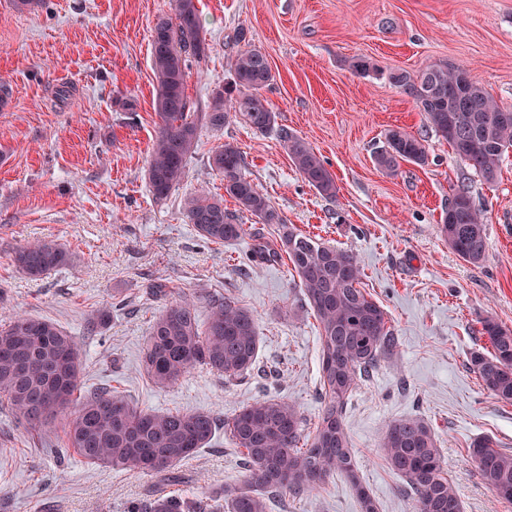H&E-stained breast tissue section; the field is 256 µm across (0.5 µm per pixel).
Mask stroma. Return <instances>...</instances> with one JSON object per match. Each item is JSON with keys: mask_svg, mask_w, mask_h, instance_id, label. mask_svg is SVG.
Here are the masks:
<instances>
[{"mask_svg": "<svg viewBox=\"0 0 512 512\" xmlns=\"http://www.w3.org/2000/svg\"><path fill=\"white\" fill-rule=\"evenodd\" d=\"M210 51L190 61L186 93L198 124L197 146L167 199L147 184L149 147L159 131L150 32L171 15V0H44L35 12L0 0V319L16 313L53 321L74 337L77 396L110 386L138 407L202 411L219 420L272 398L294 403L305 430L324 407L318 323L286 255L249 258L255 240L279 247L278 225L239 212L246 235L202 239L184 202L204 189L224 192L212 151L232 143L245 173L286 223L319 242L355 253L362 286L387 312L396 354L349 397L343 414L357 473L376 512H416L380 442L394 420L419 417L439 439L448 479L463 512H512L483 483L473 440L495 438L512 452V403L491 395L471 368L488 351L481 322L512 329V153L488 185L430 129L414 99L386 74L445 62L466 66L512 108V0H196ZM268 58L275 76L265 95L276 123L324 157L335 197L299 175L276 131L254 132L242 118L215 130L203 121L213 93L231 82L238 30ZM370 58L375 73L348 62ZM68 86L72 94L59 99ZM420 138L429 162L378 169L374 155L389 130ZM469 189L486 221L483 263L460 258L440 232L448 198ZM64 244L71 266L34 279L12 263L37 240ZM165 284L167 296L153 295ZM231 291L257 322L256 368L229 382L203 367L177 384L155 386L140 357L150 323L171 304L196 297L207 322L208 294ZM97 310L109 323L88 333ZM65 423L23 426L0 406V512H133L158 488L154 477L91 465L65 445ZM174 490L223 502L247 470L224 431L175 468ZM274 512H362L351 483L327 478L316 490L284 494Z\"/></svg>", "mask_w": 512, "mask_h": 512, "instance_id": "1", "label": "stroma"}]
</instances>
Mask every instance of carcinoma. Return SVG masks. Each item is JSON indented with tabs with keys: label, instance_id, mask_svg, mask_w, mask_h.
Returning <instances> with one entry per match:
<instances>
[{
	"label": "carcinoma",
	"instance_id": "1",
	"mask_svg": "<svg viewBox=\"0 0 512 512\" xmlns=\"http://www.w3.org/2000/svg\"><path fill=\"white\" fill-rule=\"evenodd\" d=\"M174 17L159 19L151 29V61L157 82L154 110L159 132L148 159L149 191L168 198L184 175L187 157L198 141V127L188 120L186 95L189 59L207 56L195 0H173ZM240 48L231 63L233 82L217 91L205 113L207 124L221 129L239 113L255 131L274 128L275 112L262 91L274 80L264 53L239 32ZM388 82L411 95L431 129L482 179L493 184L502 157L512 151V108L499 104L473 81L467 69L436 63L411 73L393 70ZM277 135L293 166L320 195L336 196V181L327 161L286 128ZM428 163L423 141L400 129L386 135L375 155L379 169L393 175L401 163ZM211 165L224 176V194L240 211L261 224L283 228L280 251L288 255L303 288L305 302L318 322L320 387L324 408L315 429L304 433L296 406L274 399L247 404L224 429L248 465L240 486L224 489V509L207 499L186 501L164 488L134 512H268L282 494L311 492L325 479L340 474L354 487L363 512L375 506L358 477L343 424L347 398L382 360L394 355L398 337L387 313L361 287V266L349 251L326 246L289 227L244 173L241 152L232 143L217 146ZM189 223L203 238L230 243L245 235L244 225L224 210V199L202 191L186 199ZM442 236L463 260L484 261V217L469 190L458 188L448 199ZM278 251V252H280ZM257 244L254 256H278ZM12 262L31 278L72 263L59 244L38 240L16 249ZM211 314L206 327L198 321L196 304L182 300L167 307L150 325L142 352V368L161 387L176 384L196 366L227 381L242 379L256 365L259 336L253 313L226 294L207 298ZM481 334L491 352L471 355L484 388L512 402V331L491 318ZM80 363L76 343L55 323L11 316L0 328V399L31 427L66 417L68 447L85 460L172 483L170 474L183 460L209 445L216 419L204 412H149L110 387L87 392L73 403ZM388 466L402 477L416 503V512H462V503L448 481L441 448L430 425L421 418L391 422L381 440ZM484 483L499 498L512 502V454L499 449L488 435L470 450Z\"/></svg>",
	"mask_w": 512,
	"mask_h": 512
}]
</instances>
